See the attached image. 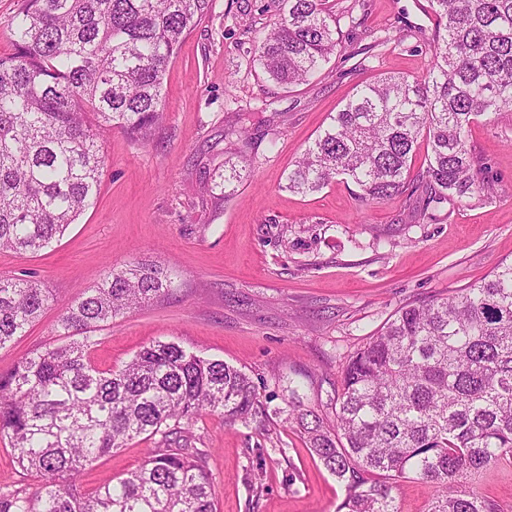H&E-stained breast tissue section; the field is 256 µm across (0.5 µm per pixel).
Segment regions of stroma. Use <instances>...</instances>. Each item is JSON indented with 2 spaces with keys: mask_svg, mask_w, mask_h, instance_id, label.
<instances>
[{
  "mask_svg": "<svg viewBox=\"0 0 512 512\" xmlns=\"http://www.w3.org/2000/svg\"><path fill=\"white\" fill-rule=\"evenodd\" d=\"M353 7L342 50L310 82L279 86L262 73L249 25L277 16L275 0H213L164 75L165 118L147 144L120 131L102 141L96 202L44 250L0 249V276H33L58 303L0 349V373L24 356L66 344L61 307L110 267L136 259L171 274L168 299L102 324L90 351L119 369L144 345L174 341L243 368L265 393L299 399L333 422L330 397L350 357L401 307L450 296L512 261V112L481 116L468 145L492 187L419 221L423 188L365 203L338 178L318 192L287 188L295 161L356 88L380 75L429 69L437 20L428 0H331ZM404 29L402 45L381 44ZM246 130L228 147L224 130ZM240 181L220 187L225 160ZM193 431L213 450L207 469L217 512H339L347 487L314 459L300 433L273 418L264 427L204 416ZM136 439L79 477L88 494L144 460ZM474 489L512 512V462L473 476Z\"/></svg>",
  "mask_w": 512,
  "mask_h": 512,
  "instance_id": "obj_1",
  "label": "stroma"
}]
</instances>
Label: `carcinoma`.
<instances>
[{
  "mask_svg": "<svg viewBox=\"0 0 512 512\" xmlns=\"http://www.w3.org/2000/svg\"><path fill=\"white\" fill-rule=\"evenodd\" d=\"M212 0H25L0 57V248L35 253L64 235L97 198L99 140L119 129L146 143L163 120V79ZM439 19L431 67L356 89L288 172V189L315 192L336 177L379 203L416 181L437 209L489 193L468 148L479 116L512 112V0H429ZM325 0H282L255 31L263 73L288 87L316 75L340 46ZM164 269L130 262L68 303L64 336L0 374V439L24 475L0 489V512H216L210 448L192 427L286 415L311 455L346 483L345 512H398L393 490L414 478L428 512H501L469 487L475 472L512 458V262L453 297L410 304L351 357L334 393L335 423L292 397L270 408L241 368L169 341L143 347L119 370L89 359L91 333L170 294ZM54 297L0 277V348L23 335ZM146 460L116 483L77 492L81 472L135 438Z\"/></svg>",
  "mask_w": 512,
  "mask_h": 512,
  "instance_id": "cac0c4a2",
  "label": "carcinoma"
}]
</instances>
